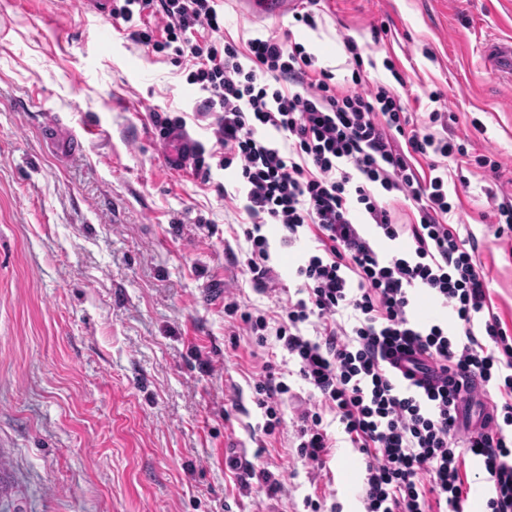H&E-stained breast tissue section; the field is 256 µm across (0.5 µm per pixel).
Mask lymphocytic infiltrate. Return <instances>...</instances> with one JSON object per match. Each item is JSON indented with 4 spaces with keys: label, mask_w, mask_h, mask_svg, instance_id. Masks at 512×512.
Here are the masks:
<instances>
[{
    "label": "lymphocytic infiltrate",
    "mask_w": 512,
    "mask_h": 512,
    "mask_svg": "<svg viewBox=\"0 0 512 512\" xmlns=\"http://www.w3.org/2000/svg\"><path fill=\"white\" fill-rule=\"evenodd\" d=\"M218 7L112 0L111 15L129 40L186 66L187 82L204 94L200 111L215 113L223 165L247 187L244 265L253 286L265 292L277 278L264 226L279 225L286 244L304 232L316 243L296 269L301 296L279 304L276 324L241 315L258 343L280 342L316 394L297 413L301 457L325 468L330 412L366 457L364 512H466L468 453L482 458L493 484L489 512H512V440L503 433L512 426V334L490 306L477 238L460 237L448 222L458 205L446 160L464 156L462 144L409 130L397 92L367 86L352 37L343 39L352 84L341 90L299 43L271 36L242 48L220 39ZM208 30L215 39H205ZM380 189L412 201L414 222L397 223ZM363 222L392 242L408 236L407 248L381 255ZM416 288L452 308L457 336L411 316ZM308 325L314 337L304 334ZM253 388L262 431L274 435L289 386L267 362ZM481 395L473 428L465 409Z\"/></svg>",
    "instance_id": "obj_1"
}]
</instances>
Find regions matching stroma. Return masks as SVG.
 I'll return each mask as SVG.
<instances>
[{
	"mask_svg": "<svg viewBox=\"0 0 512 512\" xmlns=\"http://www.w3.org/2000/svg\"><path fill=\"white\" fill-rule=\"evenodd\" d=\"M239 2L220 4L225 39L290 37L345 85L352 36L370 82L403 80L413 129L495 152L499 173L464 168L452 222L477 237L492 310L512 329V233L496 236L494 216L512 198V81L484 55L512 38V0H322L312 28L249 20ZM122 26L82 0H0V512H311L309 495L320 512H362L364 455L329 413L325 468L301 458L311 387L278 342L224 311L229 297L269 312L295 296L314 243L266 226L277 292L252 287L245 189L221 165L215 116L183 68ZM160 117L184 122L209 177L166 169ZM54 120L80 153L52 151ZM267 362L291 388L270 437L253 389ZM235 461L270 471L277 497L242 487Z\"/></svg>",
	"mask_w": 512,
	"mask_h": 512,
	"instance_id": "stroma-1",
	"label": "stroma"
}]
</instances>
